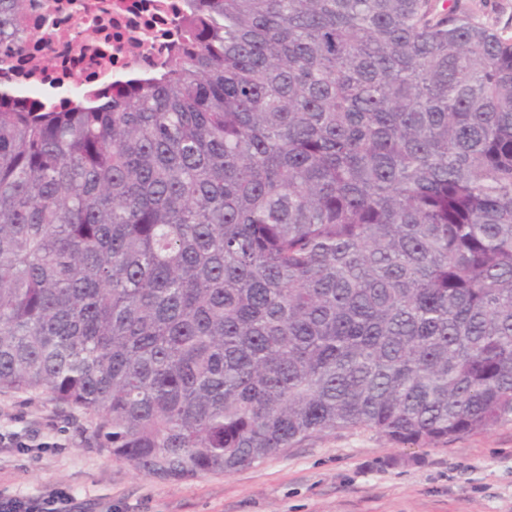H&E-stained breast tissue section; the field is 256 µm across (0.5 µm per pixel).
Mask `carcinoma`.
Segmentation results:
<instances>
[{
    "label": "carcinoma",
    "mask_w": 512,
    "mask_h": 512,
    "mask_svg": "<svg viewBox=\"0 0 512 512\" xmlns=\"http://www.w3.org/2000/svg\"><path fill=\"white\" fill-rule=\"evenodd\" d=\"M187 2L167 72L0 95V393L173 482L512 422V34L462 0Z\"/></svg>",
    "instance_id": "carcinoma-1"
}]
</instances>
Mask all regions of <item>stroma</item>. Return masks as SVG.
I'll return each mask as SVG.
<instances>
[{
  "instance_id": "35a3bbf8",
  "label": "stroma",
  "mask_w": 512,
  "mask_h": 512,
  "mask_svg": "<svg viewBox=\"0 0 512 512\" xmlns=\"http://www.w3.org/2000/svg\"><path fill=\"white\" fill-rule=\"evenodd\" d=\"M87 418L44 395L0 394V497L59 491L85 512H512V423L438 447L357 428L312 437L232 474L166 482L88 447Z\"/></svg>"
}]
</instances>
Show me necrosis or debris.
I'll list each match as a JSON object with an SVG mask.
<instances>
[{
    "instance_id": "obj_1",
    "label": "necrosis or debris",
    "mask_w": 512,
    "mask_h": 512,
    "mask_svg": "<svg viewBox=\"0 0 512 512\" xmlns=\"http://www.w3.org/2000/svg\"><path fill=\"white\" fill-rule=\"evenodd\" d=\"M186 15V0H29L33 38L0 62V86L42 101L152 74L166 67Z\"/></svg>"
}]
</instances>
